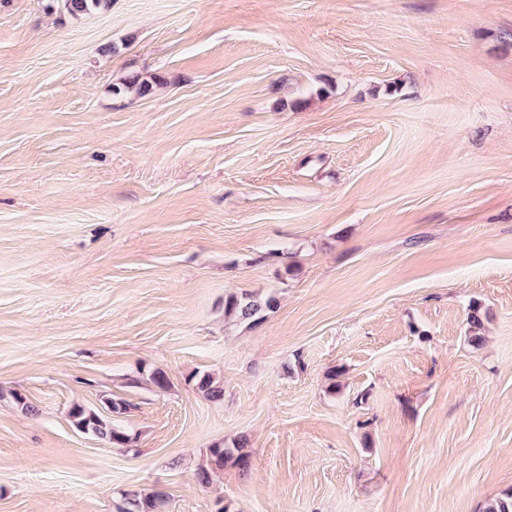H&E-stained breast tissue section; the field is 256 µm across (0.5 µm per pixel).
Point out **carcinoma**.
<instances>
[{"instance_id": "1", "label": "carcinoma", "mask_w": 512, "mask_h": 512, "mask_svg": "<svg viewBox=\"0 0 512 512\" xmlns=\"http://www.w3.org/2000/svg\"><path fill=\"white\" fill-rule=\"evenodd\" d=\"M53 2L69 15L79 17L108 8L111 0H53ZM130 90L142 96L152 90V85L149 81L136 76L113 87V93L116 95ZM275 302L276 297L272 294L265 297L253 293L230 295L224 300V317L254 325L262 320L263 312L272 308ZM191 380L195 382L199 392L209 399L218 400L224 395L221 382L210 373H195L191 376ZM104 405L103 412L83 405L73 406L69 411L73 427L81 433L105 439L116 448L133 450L137 435L118 422V417L128 412L129 404L121 399H109L104 402ZM228 461L243 472L247 471L251 465L250 455L243 451V447L226 448L222 443L214 444L207 449L205 462L198 467V482L203 485L209 484L212 475L224 469ZM121 497L124 503L122 512H163L166 504V496L158 491L125 490ZM483 512H512V494L489 500L484 505Z\"/></svg>"}]
</instances>
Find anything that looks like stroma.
Returning <instances> with one entry per match:
<instances>
[{
    "label": "stroma",
    "instance_id": "35a3bbf8",
    "mask_svg": "<svg viewBox=\"0 0 512 512\" xmlns=\"http://www.w3.org/2000/svg\"><path fill=\"white\" fill-rule=\"evenodd\" d=\"M1 387L0 512L512 492V0H0ZM110 398L132 451L70 422ZM53 2L69 15L79 17L108 8L111 0H53ZM277 301L273 294L260 297L253 293L230 295L224 300V317L234 318L240 323L254 325L264 317L262 313L270 310ZM243 446L237 448H224V443L214 444L207 449L205 462L200 464L197 471V480L203 485L210 483L212 475L224 469L226 462L231 461L242 472L250 468V455L243 452ZM122 512H163L166 495L158 491L125 490L121 494Z\"/></svg>",
    "mask_w": 512,
    "mask_h": 512
}]
</instances>
